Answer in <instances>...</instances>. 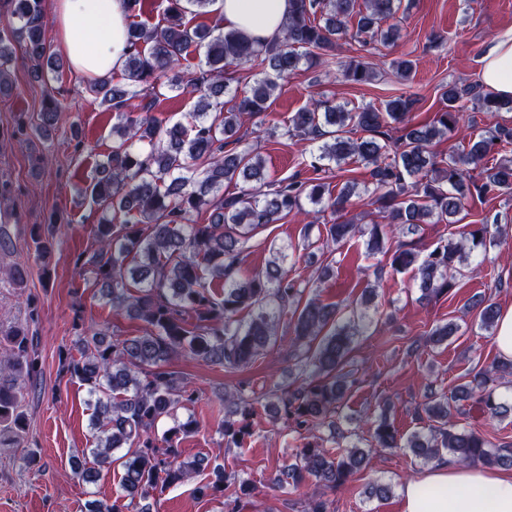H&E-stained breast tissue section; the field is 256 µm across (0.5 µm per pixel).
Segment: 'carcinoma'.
I'll return each mask as SVG.
<instances>
[{
    "instance_id": "cac0c4a2",
    "label": "carcinoma",
    "mask_w": 512,
    "mask_h": 512,
    "mask_svg": "<svg viewBox=\"0 0 512 512\" xmlns=\"http://www.w3.org/2000/svg\"><path fill=\"white\" fill-rule=\"evenodd\" d=\"M214 2L166 0L162 24L149 29L128 26L133 51L122 68L125 84L112 83L110 76L88 84L89 93L115 112L112 135L119 144L99 165L85 193L92 204L123 215V220L102 218L94 229L98 249L86 263L76 258L75 267H91L102 298L113 310L143 322L145 331L122 339L91 328L78 336L79 356H60L61 370L87 389L93 437L88 458H75L71 470L83 483L93 484L103 470L116 464L128 498L91 500L87 512H150L147 500L205 469L211 471V479L196 488L199 496H225L235 503L252 495L253 486L226 473L217 459L180 458L181 440L197 431L193 417L175 422L160 437L155 426L200 400L192 381L170 368L173 360L189 358L228 370L246 367L276 343L279 318L290 308L296 316L295 356L300 368L311 369V374L292 387L272 391L263 401L242 389L216 394L217 413L224 414L218 430L225 447L243 446L259 406L267 401L304 439L293 462L279 470L278 485L297 488L313 477L334 489L359 471L369 456L354 442L347 449L329 448L320 435L325 428L335 440L348 438L339 421L349 378L345 367L355 337L372 324L369 307L363 305L343 318L316 298L302 300L305 288L288 278L285 268L292 254L282 248L249 280L238 278L244 245L254 233L302 208L305 200L314 205L326 200L333 211L342 212L352 205L355 184L346 183L334 197L320 177L284 180L272 188L261 153L252 147L230 149L228 140L241 141L243 117L266 111L280 81L301 61L331 67L337 42L347 37L362 44L394 41L399 36V26L392 22L395 0H291L281 39L262 47L234 32L217 35L211 27L188 25L185 18L191 8L202 14ZM0 15L7 18L0 27L2 98L14 89L11 68L17 60L41 81L60 71L62 64L47 38L43 0H0ZM194 43L205 46V65L183 75V53ZM230 62L257 64L265 75L239 95L231 91L226 77ZM342 75L355 84L375 79L372 66L357 57L342 64ZM164 89L200 93L191 126L164 124L150 115ZM136 95L148 99L139 115L124 110L126 101ZM441 98L444 108L437 120L422 127L409 125V114L419 102L412 96L391 99L382 110L349 109L314 99L291 116L287 132L306 140L328 139L321 146L316 171L352 158L370 166L375 202L389 223L410 233L434 217L447 221L460 214L471 168L481 169V183L475 186L480 199L512 187V164L489 166L486 161L494 145L512 143V126L497 125L489 136L446 159L431 151L434 141L459 129L458 102L474 100L493 113L512 111V98L501 99L478 83L450 84ZM64 111L57 98H44L35 131L57 125ZM389 120L404 131L392 150L379 141ZM349 128L361 136H345ZM233 181L242 184L243 193L226 198L224 183ZM204 211L209 213L208 222H195L193 215ZM52 231L50 224L31 228L30 238L42 259L49 253ZM325 231L324 247L331 251L350 237L369 233L368 249L390 254L396 270L411 271L423 298L430 300L452 287L456 264L463 257L497 244L501 225L476 224L460 241L439 243L424 256L405 243L389 251L384 224L367 229L344 222L330 224ZM498 316L495 304L484 305L481 327L491 329ZM457 330L452 322L439 325L429 342L441 345ZM5 339L9 353L0 360V425L19 441L27 426L21 386L40 376L41 359L38 339L27 329L16 326ZM505 375L512 376V360L493 362L450 394L427 398L426 435H403L387 417L378 416L370 422L371 447L408 448L426 462L450 457L463 465L511 469V444L497 445L474 429L450 430L463 399L478 398L492 419H512V397L497 393L494 385ZM120 449L124 453L115 456Z\"/></svg>"
}]
</instances>
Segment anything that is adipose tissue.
I'll return each instance as SVG.
<instances>
[{"label":"adipose tissue","instance_id":"1","mask_svg":"<svg viewBox=\"0 0 512 512\" xmlns=\"http://www.w3.org/2000/svg\"><path fill=\"white\" fill-rule=\"evenodd\" d=\"M224 25L261 47L282 34L289 0H215ZM57 43L75 75L120 70L129 50L122 0H52ZM482 83L512 97V33L495 38L479 60ZM402 512H512V471L452 461L429 469L401 487Z\"/></svg>","mask_w":512,"mask_h":512}]
</instances>
